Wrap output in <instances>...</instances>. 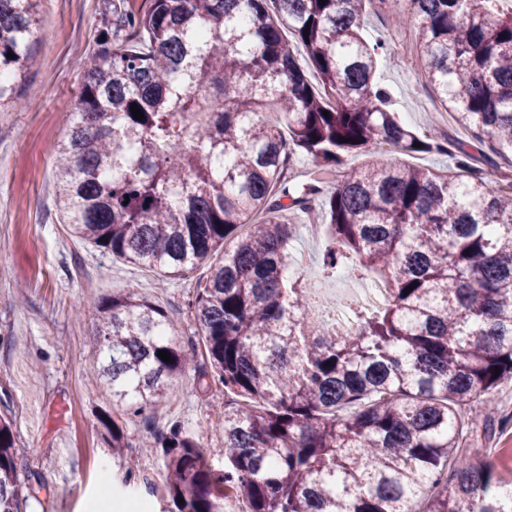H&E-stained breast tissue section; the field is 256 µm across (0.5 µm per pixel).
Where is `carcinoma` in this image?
Instances as JSON below:
<instances>
[{
    "label": "carcinoma",
    "instance_id": "obj_1",
    "mask_svg": "<svg viewBox=\"0 0 512 512\" xmlns=\"http://www.w3.org/2000/svg\"><path fill=\"white\" fill-rule=\"evenodd\" d=\"M377 1L419 25L442 110L512 163V7L498 0L105 3L57 204L75 237L164 281L207 266L190 306L228 397L226 466L180 425L156 436L170 512H224L231 493L248 512H512V491L460 448L512 380V177L490 188L468 142L398 119L376 79L384 44L363 34ZM37 2L0 0V112L33 66ZM381 144L453 166L380 160ZM354 152L372 161L340 172ZM299 154L315 169L294 183ZM320 194L325 276L384 284L382 306L348 307L349 327L310 322L315 293L288 274L293 220ZM92 310L96 386L112 397L99 421L127 481L125 417L159 407L188 356L133 286ZM15 455L0 416V512L29 496Z\"/></svg>",
    "mask_w": 512,
    "mask_h": 512
}]
</instances>
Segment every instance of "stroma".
<instances>
[{"instance_id": "stroma-1", "label": "stroma", "mask_w": 512, "mask_h": 512, "mask_svg": "<svg viewBox=\"0 0 512 512\" xmlns=\"http://www.w3.org/2000/svg\"><path fill=\"white\" fill-rule=\"evenodd\" d=\"M103 0H40L33 51L37 67L19 88L21 107L0 112V408L13 419L16 466L33 493L23 512H163L164 466L145 448L157 431L180 424L201 431L220 469L224 431L218 423L224 391L206 386V360L191 353L172 379L163 405L124 425L140 474L122 480L124 461L113 455L98 416L105 394L89 375L95 361L94 322L80 315L86 297H105L137 284L140 295L162 305L189 347L198 328L189 313L199 272L161 283L156 273L101 252L61 224L53 177L79 91L78 63L95 45ZM417 27L398 24L395 12L375 7L364 28L388 40L378 76L400 119L410 128L467 133L439 111L417 58ZM323 231L305 227L293 254L306 282L321 279ZM489 431L467 437L465 454L485 458L512 486V381L490 393Z\"/></svg>"}]
</instances>
